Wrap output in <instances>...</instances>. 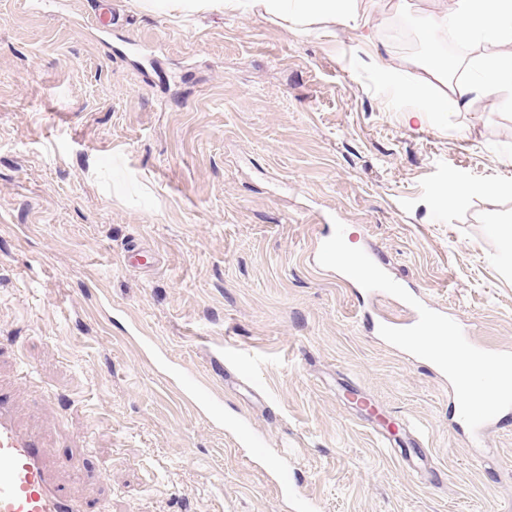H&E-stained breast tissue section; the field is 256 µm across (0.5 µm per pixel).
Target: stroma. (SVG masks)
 Returning a JSON list of instances; mask_svg holds the SVG:
<instances>
[{"mask_svg":"<svg viewBox=\"0 0 512 512\" xmlns=\"http://www.w3.org/2000/svg\"><path fill=\"white\" fill-rule=\"evenodd\" d=\"M109 2L104 35L98 0H0V390L80 457L61 486L87 512H294L286 468L318 512H512V411L472 446L448 379L317 261L342 225L403 289L377 312L406 320L417 288L512 357V194L434 202L454 174L512 183V109L409 121L345 33ZM412 2L368 16L409 80L396 32L435 8ZM407 421L427 460L374 435Z\"/></svg>","mask_w":512,"mask_h":512,"instance_id":"35a3bbf8","label":"stroma"}]
</instances>
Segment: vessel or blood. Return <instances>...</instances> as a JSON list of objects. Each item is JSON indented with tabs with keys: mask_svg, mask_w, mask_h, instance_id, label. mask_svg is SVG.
Listing matches in <instances>:
<instances>
[{
	"mask_svg": "<svg viewBox=\"0 0 512 512\" xmlns=\"http://www.w3.org/2000/svg\"><path fill=\"white\" fill-rule=\"evenodd\" d=\"M343 231L334 228L321 237L320 260L332 265L341 248ZM367 255L352 258L348 269L368 295L398 293L397 285L384 278L363 275ZM379 335L394 338L405 347L425 351V337L454 336L459 353L470 356L474 350L459 323L450 320L438 307H430L408 321H378ZM512 406V368L497 372L486 387V401L481 408L461 404L459 415L474 439H481L498 414ZM51 454L46 440L37 432L24 429L18 422L12 400L0 395V512H86L85 504L67 494L56 483L50 464Z\"/></svg>",
	"mask_w": 512,
	"mask_h": 512,
	"instance_id": "obj_1",
	"label": "vessel or blood"
}]
</instances>
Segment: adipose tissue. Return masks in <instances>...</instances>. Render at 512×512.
Masks as SVG:
<instances>
[{
  "label": "adipose tissue",
  "mask_w": 512,
  "mask_h": 512,
  "mask_svg": "<svg viewBox=\"0 0 512 512\" xmlns=\"http://www.w3.org/2000/svg\"><path fill=\"white\" fill-rule=\"evenodd\" d=\"M140 9L188 16L197 11L255 13L293 27L298 34L351 33L367 50L381 82L409 103L411 112L434 116L465 112L474 99L512 107V0H444L426 19L425 36L438 44L447 34L480 46L465 62L435 55L422 62L420 75L404 81L401 68L386 61L378 37L368 32L362 0H137Z\"/></svg>",
  "instance_id": "obj_1"
}]
</instances>
